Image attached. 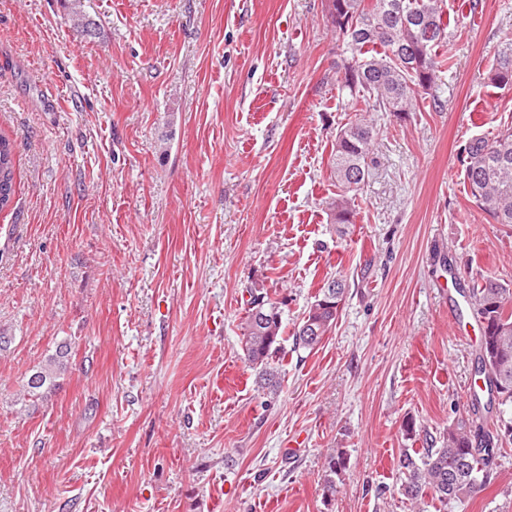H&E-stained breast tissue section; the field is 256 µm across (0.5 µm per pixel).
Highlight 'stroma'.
Returning <instances> with one entry per match:
<instances>
[{
	"label": "stroma",
	"mask_w": 512,
	"mask_h": 512,
	"mask_svg": "<svg viewBox=\"0 0 512 512\" xmlns=\"http://www.w3.org/2000/svg\"><path fill=\"white\" fill-rule=\"evenodd\" d=\"M440 108L370 112L374 163L353 224L327 210L342 44L327 0H0V512H412L405 420L470 418L480 332L462 289L512 280V226L460 175L512 124L490 81L512 0H446ZM332 332L262 388L239 325L250 290L293 330L324 279ZM68 370L26 404L61 341ZM343 451L336 496L324 462ZM493 484L447 512H512V443ZM16 162L12 141L0 135V211L10 207L15 196Z\"/></svg>",
	"instance_id": "35a3bbf8"
}]
</instances>
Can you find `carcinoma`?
Here are the masks:
<instances>
[{"label":"carcinoma","instance_id":"1","mask_svg":"<svg viewBox=\"0 0 512 512\" xmlns=\"http://www.w3.org/2000/svg\"><path fill=\"white\" fill-rule=\"evenodd\" d=\"M340 3L329 12L332 26L343 38L350 74L336 80L339 104L345 112H407L414 101L441 104L442 74L448 58L440 49L454 36L445 0H329ZM73 24L89 31L91 22L81 0H69ZM494 84L512 85V52L499 55L491 77ZM377 130L372 123L349 118L336 135L330 174L340 194L329 199L332 223L351 224L355 215L349 193L357 192L369 175L371 146ZM463 184L474 206L495 224L512 225V127L491 137L474 136L464 148ZM16 162L12 141L0 135V211L15 196ZM345 298V284L329 280L314 295L306 315L292 333L293 348L313 350L336 325ZM472 315L480 330L476 372L488 392L486 407L473 394V409L490 412L501 406L497 431L464 421L448 426L442 446L423 438L426 447L402 449L397 470L400 492L418 512L431 504L445 509L481 491L494 478L495 460L503 456V439L512 438V286L487 275L469 286ZM240 322L245 360L261 379L276 382L284 356V327L279 303L260 291L249 293ZM70 344L59 343L55 353L27 381L23 400L43 401L58 386L68 369ZM346 468L344 452L326 456L327 479L323 494H336V476Z\"/></svg>","mask_w":512,"mask_h":512}]
</instances>
